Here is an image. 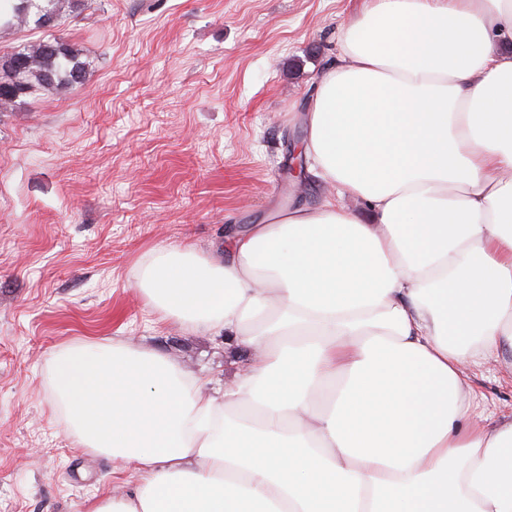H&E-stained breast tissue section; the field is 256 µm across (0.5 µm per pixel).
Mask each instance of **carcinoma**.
Segmentation results:
<instances>
[{"instance_id":"carcinoma-1","label":"carcinoma","mask_w":512,"mask_h":512,"mask_svg":"<svg viewBox=\"0 0 512 512\" xmlns=\"http://www.w3.org/2000/svg\"><path fill=\"white\" fill-rule=\"evenodd\" d=\"M43 22L55 21L73 8V0H47ZM87 79V64L63 41L39 40L0 55V112H13L36 87H77Z\"/></svg>"}]
</instances>
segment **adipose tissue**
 Returning a JSON list of instances; mask_svg holds the SVG:
<instances>
[{"label":"adipose tissue","mask_w":512,"mask_h":512,"mask_svg":"<svg viewBox=\"0 0 512 512\" xmlns=\"http://www.w3.org/2000/svg\"><path fill=\"white\" fill-rule=\"evenodd\" d=\"M339 42L305 117L322 202L135 274L249 350L233 378L54 358L79 443L140 469L85 512H512V411L473 414L470 375L512 355V0H366Z\"/></svg>","instance_id":"1"}]
</instances>
